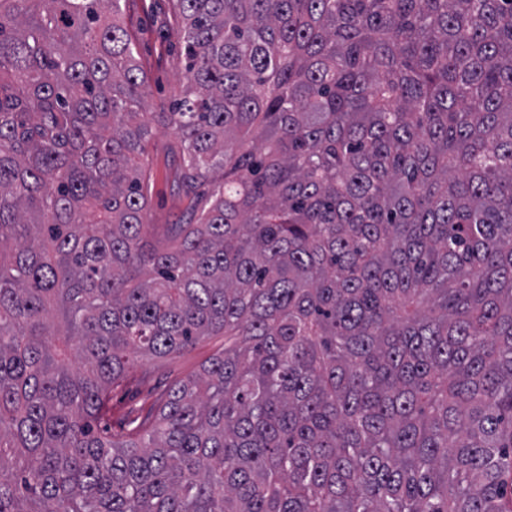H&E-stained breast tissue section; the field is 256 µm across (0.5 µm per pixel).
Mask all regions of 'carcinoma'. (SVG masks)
Returning a JSON list of instances; mask_svg holds the SVG:
<instances>
[{"instance_id":"carcinoma-1","label":"carcinoma","mask_w":512,"mask_h":512,"mask_svg":"<svg viewBox=\"0 0 512 512\" xmlns=\"http://www.w3.org/2000/svg\"><path fill=\"white\" fill-rule=\"evenodd\" d=\"M173 3L146 117L126 0H0V512H512V0ZM177 137L170 128L159 127L149 145L147 163L151 169L149 224H186L191 197L180 189V166L169 146ZM223 345L222 337H212L200 343L195 349L164 360L144 359L128 373L120 386L112 389V433L119 432L120 418L129 408L148 406L153 400V388L158 383H169L198 370L201 362ZM149 369L154 372L150 381H141L140 372Z\"/></svg>"}]
</instances>
